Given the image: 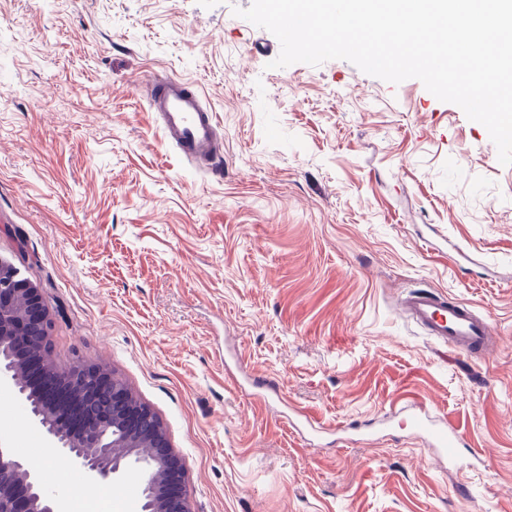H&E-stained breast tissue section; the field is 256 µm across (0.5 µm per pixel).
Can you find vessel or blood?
<instances>
[{
  "label": "vessel or blood",
  "mask_w": 512,
  "mask_h": 512,
  "mask_svg": "<svg viewBox=\"0 0 512 512\" xmlns=\"http://www.w3.org/2000/svg\"><path fill=\"white\" fill-rule=\"evenodd\" d=\"M145 87L149 106L157 112L168 144L187 161L215 162L220 153L219 125L199 89L192 82L168 78L146 80ZM402 309L427 336L455 352L486 353L495 342L489 322L478 318L467 305L437 292L412 291L403 300ZM413 425L426 434L439 456L456 457L460 435L455 428L438 427L421 418Z\"/></svg>",
  "instance_id": "1"
}]
</instances>
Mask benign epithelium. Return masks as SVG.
Returning a JSON list of instances; mask_svg holds the SVG:
<instances>
[{
    "instance_id": "obj_1",
    "label": "benign epithelium",
    "mask_w": 512,
    "mask_h": 512,
    "mask_svg": "<svg viewBox=\"0 0 512 512\" xmlns=\"http://www.w3.org/2000/svg\"><path fill=\"white\" fill-rule=\"evenodd\" d=\"M51 329L40 288L0 259V390L26 405L54 455L83 469L92 483L110 484L136 467L142 475L144 512H193L185 488L186 463L153 409L134 402L128 386L96 363L59 370L50 357ZM58 387L86 414L78 433L59 423ZM145 447L153 449L146 466L138 461ZM0 512H61L23 461L2 447Z\"/></svg>"
}]
</instances>
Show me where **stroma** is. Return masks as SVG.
I'll use <instances>...</instances> for the list:
<instances>
[{"mask_svg": "<svg viewBox=\"0 0 512 512\" xmlns=\"http://www.w3.org/2000/svg\"><path fill=\"white\" fill-rule=\"evenodd\" d=\"M252 0H0V258L42 289L61 369L126 382L186 461L194 512H512V166L415 78L268 68ZM197 84L223 176L164 139L141 81ZM495 326L449 351L398 308ZM455 427L439 462L405 411ZM0 445L84 512L25 405ZM402 309L427 336L454 352L487 354L495 342L489 322L478 318L467 305L437 292L414 290L402 301Z\"/></svg>", "mask_w": 512, "mask_h": 512, "instance_id": "stroma-1", "label": "stroma"}]
</instances>
